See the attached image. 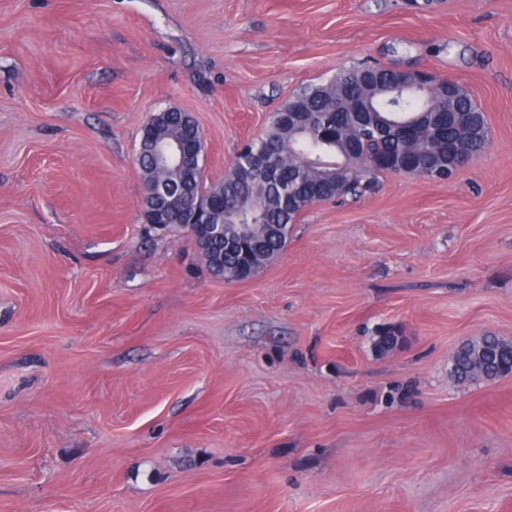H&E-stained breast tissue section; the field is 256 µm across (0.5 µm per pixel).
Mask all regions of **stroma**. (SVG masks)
Masks as SVG:
<instances>
[{
	"label": "stroma",
	"mask_w": 512,
	"mask_h": 512,
	"mask_svg": "<svg viewBox=\"0 0 512 512\" xmlns=\"http://www.w3.org/2000/svg\"><path fill=\"white\" fill-rule=\"evenodd\" d=\"M465 85L447 182L306 208L248 281L145 224L149 113L204 179L353 64ZM399 336L386 353L376 331ZM512 0H0V512H512ZM512 369V341L483 333L464 342L454 353L448 374L459 386L492 383Z\"/></svg>",
	"instance_id": "35a3bbf8"
}]
</instances>
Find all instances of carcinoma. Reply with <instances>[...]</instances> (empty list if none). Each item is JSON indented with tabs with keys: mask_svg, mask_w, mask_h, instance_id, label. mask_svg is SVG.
Listing matches in <instances>:
<instances>
[{
	"mask_svg": "<svg viewBox=\"0 0 512 512\" xmlns=\"http://www.w3.org/2000/svg\"><path fill=\"white\" fill-rule=\"evenodd\" d=\"M302 106L317 118H336V138L324 140L279 117L270 119L264 133L247 144V152L238 153L224 175V180L208 186L196 181L192 200L218 198L224 209L235 211L224 225V237L233 238L246 225L256 248L251 264L261 268L287 244L288 236L273 240L268 235L271 224L293 226L311 203L337 199L336 174L314 165L345 157L341 172L342 196L360 197L373 191L380 176L392 169L377 163L378 158L393 155L413 158L411 174L433 182L455 175L448 164V147L462 143L471 157L483 154L488 145L485 113L473 102L467 89L450 100L440 88L399 95L379 89L366 76L361 65L341 67L326 82L309 83L295 91ZM347 98L364 100L371 113V125L364 126L360 116L342 112ZM452 112L448 126L440 129L435 120L438 111ZM414 119L415 135L399 139L391 130L400 122ZM149 133L156 140L177 139L185 135L180 126L159 118ZM143 181L174 178L167 169L141 165ZM398 336L381 330L373 339L374 347L387 352L395 347ZM512 369V341L493 333H483L464 342L454 353L448 374L459 386L492 383L502 372Z\"/></svg>",
	"mask_w": 512,
	"mask_h": 512,
	"instance_id": "1",
	"label": "carcinoma"
}]
</instances>
